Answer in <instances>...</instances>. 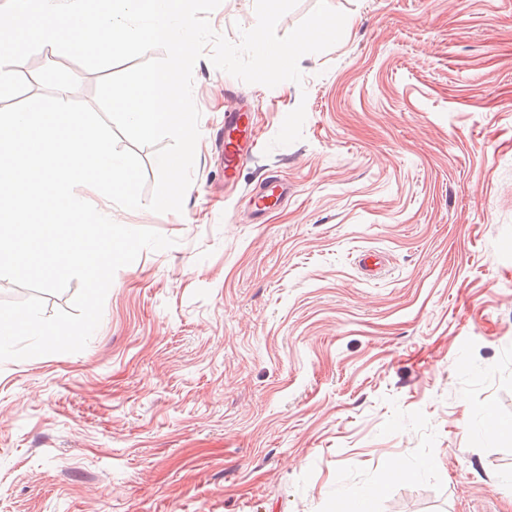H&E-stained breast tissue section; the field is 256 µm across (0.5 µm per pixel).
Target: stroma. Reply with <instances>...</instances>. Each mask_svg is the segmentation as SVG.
Returning <instances> with one entry per match:
<instances>
[{"mask_svg": "<svg viewBox=\"0 0 512 512\" xmlns=\"http://www.w3.org/2000/svg\"><path fill=\"white\" fill-rule=\"evenodd\" d=\"M328 3L302 83L197 60L182 213L112 209L174 246L116 272L83 351L0 363V512H336L374 483L373 512H512V436L480 434L512 421V0ZM208 19L238 41L255 0ZM248 110L244 107L224 118V172L228 175L235 173L248 161L256 147L249 128L243 125ZM236 135L232 136V133ZM229 137H232L229 141Z\"/></svg>", "mask_w": 512, "mask_h": 512, "instance_id": "obj_1", "label": "stroma"}]
</instances>
